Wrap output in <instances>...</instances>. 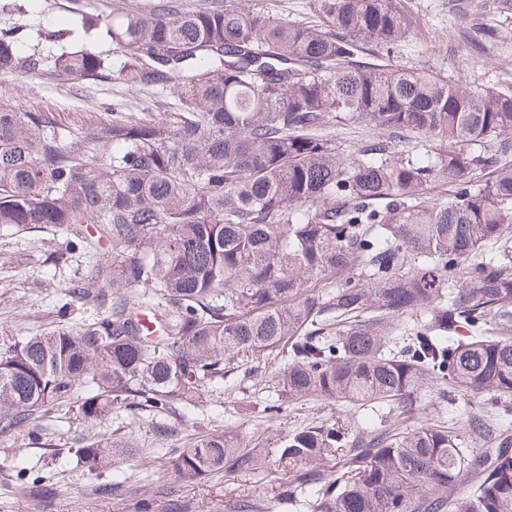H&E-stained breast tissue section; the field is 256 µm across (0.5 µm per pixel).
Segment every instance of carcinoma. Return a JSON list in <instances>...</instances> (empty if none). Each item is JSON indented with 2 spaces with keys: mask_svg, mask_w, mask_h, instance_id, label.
Listing matches in <instances>:
<instances>
[{
  "mask_svg": "<svg viewBox=\"0 0 512 512\" xmlns=\"http://www.w3.org/2000/svg\"><path fill=\"white\" fill-rule=\"evenodd\" d=\"M402 2L318 0L315 22L180 0L116 14L120 79L176 87L181 105L162 121L114 111L81 147L54 113L0 100V226H49L63 242L44 262L82 260L60 316L107 307L0 351L1 438L75 423V456L104 472L139 454L112 415L146 413L163 440L237 371H275L287 403L512 398V92L360 60L405 44ZM20 43L0 27V76L40 70ZM54 69L112 79L87 48ZM352 120L388 138L347 152L317 134ZM443 179L448 201H428ZM468 427L470 444L388 413L271 447L216 426L152 463L190 483L276 467L280 500L307 491L308 512H512V433L484 415Z\"/></svg>",
  "mask_w": 512,
  "mask_h": 512,
  "instance_id": "1",
  "label": "carcinoma"
}]
</instances>
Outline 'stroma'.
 <instances>
[{"mask_svg":"<svg viewBox=\"0 0 512 512\" xmlns=\"http://www.w3.org/2000/svg\"><path fill=\"white\" fill-rule=\"evenodd\" d=\"M244 12H262L292 21L316 17L317 0H226ZM494 0H403L411 20L410 36L396 53L398 66L426 67L463 85L512 89V9L493 6ZM19 24L23 29L22 54L37 47L47 30L70 29L67 43L51 47L53 56L84 47L120 69L124 58L105 36L87 37L79 15L68 0H0V26ZM491 26L496 38L482 52L468 42L478 24ZM45 61L39 73L0 77V96L23 109H48L59 124L70 130L72 143L81 140L79 119H106L107 105L124 112L161 119L179 106L177 89L131 86L119 79L106 83L61 80L52 73L53 63ZM57 235L43 227L0 226V348L14 337L36 333L56 324L57 310L65 291L78 280L75 264L61 268L34 262L39 253L55 249ZM222 405L217 411L189 414L176 426L168 447L178 446L189 434L202 435L212 425L249 437L261 434L272 439L316 423H347L354 426L375 422L370 412L332 400L311 399L284 404L277 413H266V405L278 404L272 374L262 378L225 376ZM495 400L459 395L452 402H439L433 392L418 395L412 410L403 413L409 427L428 419H453L466 428L473 413L498 411ZM80 436L68 425L47 430L42 446L27 441L0 440V512H137L139 500L149 497L153 512H165L169 497H177L185 512H234L240 497L251 496L263 506L262 512H284L276 499L278 482L263 474H226L184 484L165 469L143 470L140 459L117 462L108 472L97 474L78 464L71 449ZM49 477L52 491L33 497L25 489L28 478ZM117 483L121 496L104 494L106 485Z\"/></svg>","mask_w":512,"mask_h":512,"instance_id":"stroma-1","label":"stroma"}]
</instances>
